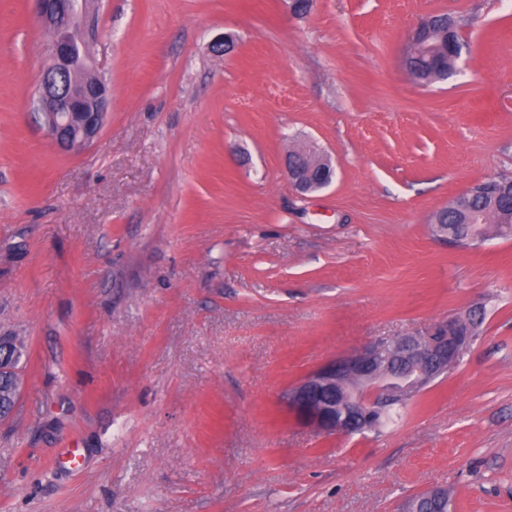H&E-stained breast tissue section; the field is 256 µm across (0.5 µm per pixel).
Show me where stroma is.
Masks as SVG:
<instances>
[{
	"label": "stroma",
	"instance_id": "stroma-1",
	"mask_svg": "<svg viewBox=\"0 0 512 512\" xmlns=\"http://www.w3.org/2000/svg\"><path fill=\"white\" fill-rule=\"evenodd\" d=\"M437 12L464 46L424 87L401 58ZM88 42L112 102L66 150L30 106L49 36L0 0V334L28 344L0 512H401L431 487L512 512V239L431 228L512 176V0H101ZM308 140L335 178L303 195L283 160ZM474 311L381 431L282 409L327 361Z\"/></svg>",
	"mask_w": 512,
	"mask_h": 512
}]
</instances>
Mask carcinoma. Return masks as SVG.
Wrapping results in <instances>:
<instances>
[{
  "mask_svg": "<svg viewBox=\"0 0 512 512\" xmlns=\"http://www.w3.org/2000/svg\"><path fill=\"white\" fill-rule=\"evenodd\" d=\"M438 22L436 26L439 33L435 47L419 55L412 61V67L417 71L419 82L431 85L443 81L452 73L454 58L447 53L448 27L443 22L450 20L448 14L441 13L434 16ZM484 182L479 181L471 187L473 193L471 209L466 213L457 214L443 209L433 216V223L448 225V238L451 243L460 248H476L483 244L486 237V226L495 224L498 236H512V221L493 208L490 199L483 195ZM8 359L11 360V371L0 374V417L7 418L14 410L20 395L21 379L18 370L27 356V347L24 340L17 336L7 337ZM416 393L412 392L404 397H394L390 408L385 411H375L372 418L367 421V430L378 431L388 422L401 415Z\"/></svg>",
  "mask_w": 512,
  "mask_h": 512,
  "instance_id": "1",
  "label": "carcinoma"
}]
</instances>
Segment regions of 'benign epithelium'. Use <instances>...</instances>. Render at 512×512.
Returning a JSON list of instances; mask_svg holds the SVG:
<instances>
[{"mask_svg":"<svg viewBox=\"0 0 512 512\" xmlns=\"http://www.w3.org/2000/svg\"><path fill=\"white\" fill-rule=\"evenodd\" d=\"M42 26L52 33L51 62L42 71L33 101L51 139L62 148L86 146L98 136L111 102V89L95 71L79 34L93 14L95 0H31ZM432 16L411 31L402 62L423 50ZM288 180L299 192L329 186L335 177L331 159L315 144L301 145L286 158ZM473 342L470 321L452 317L431 332L378 339L339 356L291 386L282 397L297 422L328 435H352L364 429L366 407L429 384L447 373Z\"/></svg>","mask_w":512,"mask_h":512,"instance_id":"obj_1","label":"benign epithelium"}]
</instances>
